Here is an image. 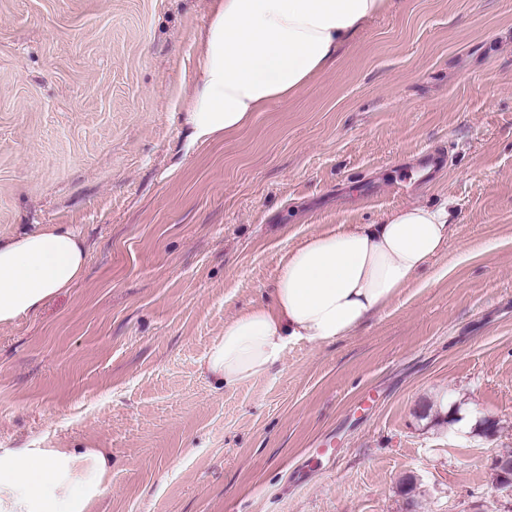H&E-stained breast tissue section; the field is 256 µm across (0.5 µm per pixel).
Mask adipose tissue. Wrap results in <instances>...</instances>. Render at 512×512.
Instances as JSON below:
<instances>
[{
    "label": "adipose tissue",
    "instance_id": "adipose-tissue-1",
    "mask_svg": "<svg viewBox=\"0 0 512 512\" xmlns=\"http://www.w3.org/2000/svg\"><path fill=\"white\" fill-rule=\"evenodd\" d=\"M389 0H214L199 36L197 79L184 112L194 149L246 127L269 102L294 97ZM454 233L447 208L402 206L374 224H340L285 254L273 303L225 322L199 364L236 387L266 375L288 345L336 341L385 310ZM85 242L66 224L0 241V324L70 288ZM112 456L100 448H1L0 512H94Z\"/></svg>",
    "mask_w": 512,
    "mask_h": 512
}]
</instances>
